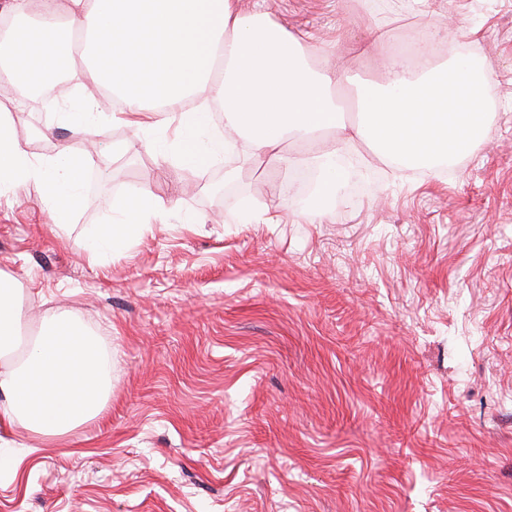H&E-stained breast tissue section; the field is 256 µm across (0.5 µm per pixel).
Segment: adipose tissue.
Segmentation results:
<instances>
[{"label": "adipose tissue", "instance_id": "1", "mask_svg": "<svg viewBox=\"0 0 512 512\" xmlns=\"http://www.w3.org/2000/svg\"><path fill=\"white\" fill-rule=\"evenodd\" d=\"M30 0H9L17 25L0 46V87H16L28 74L52 76L69 67L56 43L62 31L86 33L92 45L85 80L105 83L126 101L113 122L134 134L175 123L171 146L153 144L167 157L176 149L183 162L205 165L225 143L245 139L253 157L284 170L311 167L322 178L305 212L309 220L330 213L340 174L331 153H285L291 141L317 142L343 129L340 150L369 146L388 160L421 161L468 150L487 127L476 93L489 74L456 58L449 67L417 73L407 52L388 56L381 86L358 92L361 120L346 125L336 101V75L328 65L313 67L307 41L271 20L261 5L241 0H43L41 20L27 25ZM200 99L224 107V132L204 136L207 115L184 111ZM85 160L63 173L36 164L15 139L11 115L0 114V183L35 178L50 201L53 223L75 207ZM116 224L97 232L92 245H111L144 232L143 220L157 215L154 196L141 190L125 201ZM108 359L96 340L73 320L50 316L30 362L6 363L0 391L8 402L0 417L41 437H55L95 419L109 395Z\"/></svg>", "mask_w": 512, "mask_h": 512}]
</instances>
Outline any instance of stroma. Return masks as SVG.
I'll return each instance as SVG.
<instances>
[{
    "mask_svg": "<svg viewBox=\"0 0 512 512\" xmlns=\"http://www.w3.org/2000/svg\"><path fill=\"white\" fill-rule=\"evenodd\" d=\"M336 68V94L429 21L464 17L492 75L488 135L423 176L366 144L312 224L245 142L202 167L133 145L94 85L24 107L36 162L98 151L63 226L39 183L0 186V277L24 332L75 317L112 355L101 416L55 438L0 420V512H512V0H265ZM384 40L349 54L351 41ZM150 189L166 221L89 256ZM285 214L248 224L245 203ZM194 223H184V216Z\"/></svg>",
    "mask_w": 512,
    "mask_h": 512,
    "instance_id": "35a3bbf8",
    "label": "stroma"
}]
</instances>
